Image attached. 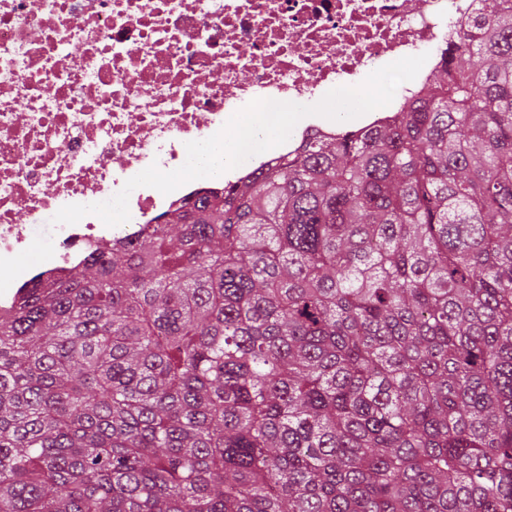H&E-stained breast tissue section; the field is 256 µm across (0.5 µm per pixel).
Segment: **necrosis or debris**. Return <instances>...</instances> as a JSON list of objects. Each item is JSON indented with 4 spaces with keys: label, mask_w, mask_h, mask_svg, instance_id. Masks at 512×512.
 I'll list each match as a JSON object with an SVG mask.
<instances>
[{
    "label": "necrosis or debris",
    "mask_w": 512,
    "mask_h": 512,
    "mask_svg": "<svg viewBox=\"0 0 512 512\" xmlns=\"http://www.w3.org/2000/svg\"><path fill=\"white\" fill-rule=\"evenodd\" d=\"M479 0H0V311L33 278L51 282L197 192H223L253 167L292 154L336 123L303 118L289 140L169 194L140 187L128 222L85 216L51 226L70 204L110 199L150 165L172 171L186 144L216 134L255 99L302 104L427 54L417 76L368 115L393 117L443 63ZM79 62H72V52ZM44 263L24 266L33 242Z\"/></svg>",
    "instance_id": "necrosis-or-debris-1"
}]
</instances>
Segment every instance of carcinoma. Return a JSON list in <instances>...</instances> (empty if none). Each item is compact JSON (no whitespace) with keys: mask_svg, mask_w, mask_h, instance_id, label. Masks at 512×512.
Masks as SVG:
<instances>
[{"mask_svg":"<svg viewBox=\"0 0 512 512\" xmlns=\"http://www.w3.org/2000/svg\"><path fill=\"white\" fill-rule=\"evenodd\" d=\"M0 313V512H512V0Z\"/></svg>","mask_w":512,"mask_h":512,"instance_id":"cac0c4a2","label":"carcinoma"}]
</instances>
